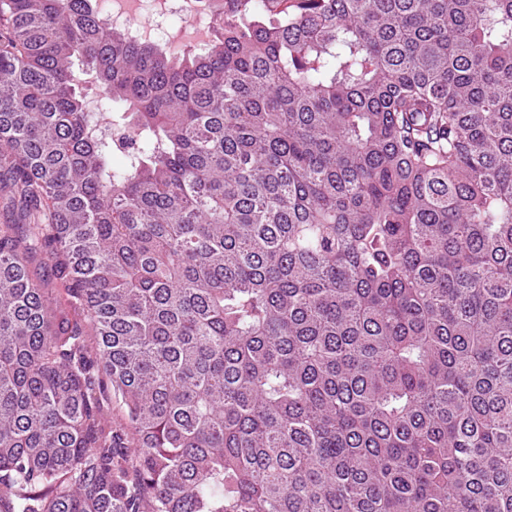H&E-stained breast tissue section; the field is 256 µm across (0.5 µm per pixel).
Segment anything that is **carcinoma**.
<instances>
[{"mask_svg":"<svg viewBox=\"0 0 512 512\" xmlns=\"http://www.w3.org/2000/svg\"><path fill=\"white\" fill-rule=\"evenodd\" d=\"M205 2L0 0V512H512V0ZM113 1L112 11L107 13L108 20L112 23V26L123 29H129L131 26L133 33L137 37L142 38V34L147 33L150 41L155 39L156 35L162 41L165 36V30L169 28L170 21L168 20L162 24V28L157 34L156 31L160 20L178 19L181 32L204 23H211V16L201 1H199L201 5L199 7L195 1L191 0H136L138 3L134 14L140 16L139 22L141 17H147L149 21L147 24L140 23L137 25H133L131 22L134 14L128 16L115 11ZM210 34L211 31L209 27L200 28L189 36L175 38L168 44L165 51L172 57L179 58L185 52V44L187 42H190V44L194 46L192 49L200 48L195 46L206 44L210 40ZM6 197V193H3L2 199H0V224L19 223L28 227V224H34V221L40 222L37 218L34 220L33 216L24 217L25 211L22 210L21 205L17 202L9 203ZM44 262H46L47 265H44ZM31 270L37 277L47 280L46 284L47 288H49L51 298L54 299L58 303L59 307L65 311L70 322L80 328L84 334L91 335L92 330L85 319L82 309L75 307V305L71 306V298L68 294L67 288H65V283L53 276L50 270V264L43 259V256L38 255L31 261Z\"/></svg>","mask_w":512,"mask_h":512,"instance_id":"obj_1","label":"carcinoma"}]
</instances>
